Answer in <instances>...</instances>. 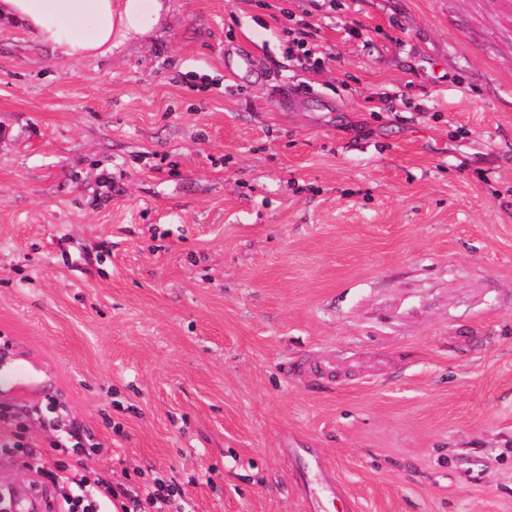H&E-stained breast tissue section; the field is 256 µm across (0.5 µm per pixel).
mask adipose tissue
Here are the masks:
<instances>
[{"label":"adipose tissue","mask_w":512,"mask_h":512,"mask_svg":"<svg viewBox=\"0 0 512 512\" xmlns=\"http://www.w3.org/2000/svg\"><path fill=\"white\" fill-rule=\"evenodd\" d=\"M167 10L166 0H0V15L70 59L103 56L144 36Z\"/></svg>","instance_id":"1"}]
</instances>
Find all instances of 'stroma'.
I'll use <instances>...</instances> for the list:
<instances>
[{
    "label": "stroma",
    "mask_w": 512,
    "mask_h": 512,
    "mask_svg": "<svg viewBox=\"0 0 512 512\" xmlns=\"http://www.w3.org/2000/svg\"><path fill=\"white\" fill-rule=\"evenodd\" d=\"M169 5L0 18V405L193 512H512V0ZM168 0H1L39 41L70 59L104 56L156 27ZM88 27L89 33L83 34ZM284 33L288 37V55L298 61L301 66L303 64L311 66L310 62L313 58L311 50L307 48L308 42L304 37L306 33L300 29H291L288 27L285 28ZM291 34H295L296 36H293V38L289 40Z\"/></svg>",
    "instance_id": "1"
}]
</instances>
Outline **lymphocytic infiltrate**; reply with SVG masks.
Instances as JSON below:
<instances>
[{"label":"lymphocytic infiltrate","instance_id":"lymphocytic-infiltrate-1","mask_svg":"<svg viewBox=\"0 0 512 512\" xmlns=\"http://www.w3.org/2000/svg\"><path fill=\"white\" fill-rule=\"evenodd\" d=\"M0 453L22 468L35 472L44 490L62 492L56 512H189L180 487L164 477L154 479L142 494L134 495L123 484L90 477L83 463L84 447L79 430L52 442L51 454L38 453L25 428L9 407L0 406Z\"/></svg>","mask_w":512,"mask_h":512}]
</instances>
